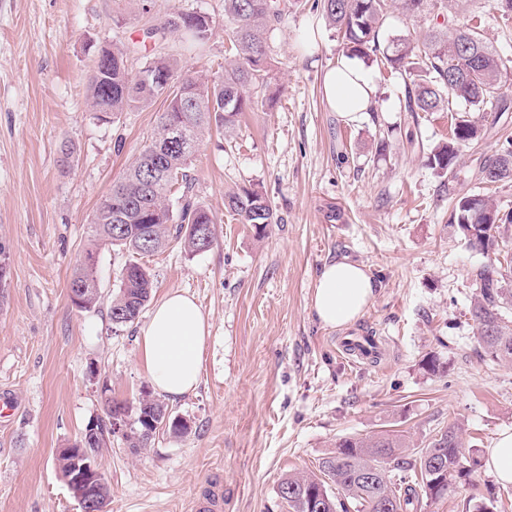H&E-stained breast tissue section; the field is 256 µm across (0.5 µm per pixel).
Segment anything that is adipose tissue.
<instances>
[{"instance_id": "adipose-tissue-1", "label": "adipose tissue", "mask_w": 512, "mask_h": 512, "mask_svg": "<svg viewBox=\"0 0 512 512\" xmlns=\"http://www.w3.org/2000/svg\"><path fill=\"white\" fill-rule=\"evenodd\" d=\"M330 108L353 119L368 111L375 84L365 65L341 56L323 76ZM374 297V283L365 266L346 261L327 264L314 290L313 311L328 327L355 323ZM210 324L192 296L168 293L153 309L140 342L141 361L154 389L177 399L198 386Z\"/></svg>"}]
</instances>
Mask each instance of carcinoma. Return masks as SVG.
Segmentation results:
<instances>
[{
  "label": "carcinoma",
  "instance_id": "cac0c4a2",
  "mask_svg": "<svg viewBox=\"0 0 512 512\" xmlns=\"http://www.w3.org/2000/svg\"><path fill=\"white\" fill-rule=\"evenodd\" d=\"M452 0H400L409 15L429 9L448 10ZM394 0H320L324 18L343 41L347 53L370 61L382 53L380 63L412 76L405 86L410 112H439L457 104L458 116L448 140L435 145L429 164L441 176L456 178L455 167L460 147L478 139L482 124L476 114L487 110L507 112L512 109L500 95L503 64L496 49L481 33L480 27L459 24L443 18L441 27L422 41L408 38L392 41V50H381L380 31L384 16ZM286 0H224V37L232 60L224 75L207 77L186 75L170 57H154L145 63L136 78L129 77L124 46L105 47L99 51L104 64L94 65L88 76V93L93 111L118 114L152 105L164 98L157 126L149 142L160 139L169 123L180 124L187 137L200 144L205 132L216 126L230 129L236 117L258 107V91L268 85V49L265 37L270 22L284 14ZM215 22L199 13L171 12L157 31L161 36L180 33L193 45L204 44L212 35ZM176 86L172 96H164L167 85ZM194 154L171 150L157 157L142 147L132 165L99 203L90 224L92 248L87 250L74 271L70 288L77 289L78 308L89 310L100 298L96 249L117 247L130 259L121 270L120 287L112 298L110 319L123 328L139 319L153 290V278L138 256L155 253L176 244L186 252H199L191 228L213 226L211 210L192 194L187 169ZM161 165L166 175L154 180L144 191V180L152 176V167ZM479 184L493 185L512 180V140H505L493 157L472 171ZM178 195V209L171 196ZM224 207L249 224L261 235L274 223V212L266 197L243 188L224 195ZM479 209L493 213L495 223L485 228L492 245L509 230L512 214H500L498 206L482 194H463L455 198L452 223L461 232L469 229L467 220ZM145 233L155 235L156 246L141 248ZM477 272L479 293L469 314L476 326L477 339L494 362L512 363V325L505 314L512 310V260L497 251ZM135 411L126 442L131 448H144L162 424L160 417L168 406L151 395L139 397L136 406L109 399L105 416L87 425L95 434L90 453L98 456L112 438L113 414ZM410 442L403 434L384 433L369 437H346L336 443V451L323 459L318 475H289L279 482L278 494L289 512H381V505L393 502V512H418L428 502H435L454 491L456 480L468 476L462 425L454 420L440 431L429 446L416 457H406ZM440 464L445 484H434L430 462ZM343 494L339 498L329 484Z\"/></svg>",
  "mask_w": 512,
  "mask_h": 512
}]
</instances>
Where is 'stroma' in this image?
<instances>
[{
    "instance_id": "stroma-1",
    "label": "stroma",
    "mask_w": 512,
    "mask_h": 512,
    "mask_svg": "<svg viewBox=\"0 0 512 512\" xmlns=\"http://www.w3.org/2000/svg\"><path fill=\"white\" fill-rule=\"evenodd\" d=\"M453 10L503 58L502 92L512 100V12L499 0H455ZM173 11L213 18L203 50H187L177 34L152 36ZM438 23L432 11L390 8L380 43L423 39ZM266 37L273 107L211 131L188 169L196 199L219 219L213 245L144 259L152 302L186 291L211 324L197 390L167 403L189 429H160L135 452L113 437L98 456L109 512H188L208 491L223 512H288L281 478L317 472L341 438L400 431L421 449L452 420L466 430L473 472L422 512H472L490 499L512 512V485L484 466L498 435L512 431V363L491 361L477 341L468 308L488 257L451 222L458 194L485 192L512 211V182L487 188L471 178L512 139V110L487 115L448 187L428 155L448 138L451 114L406 112L408 74L373 68L374 103L351 121L324 97L322 76L345 49L315 0ZM131 42L140 50L127 59L130 76L146 57L168 55L219 77L231 58L224 0H153L147 12L129 0H0V401L14 407L0 421V512H79L58 449L103 416L106 397L133 403L152 389L139 353L148 314L120 330L109 316L126 254L99 249L93 309L69 298L97 204L163 108L158 101L103 121L88 104L98 50ZM243 187L263 193L278 217L264 235L224 209L225 194ZM336 261L364 265L375 284L348 330L312 312L316 280ZM351 330L381 339L376 363L342 354ZM432 355L440 372L425 366Z\"/></svg>"
}]
</instances>
